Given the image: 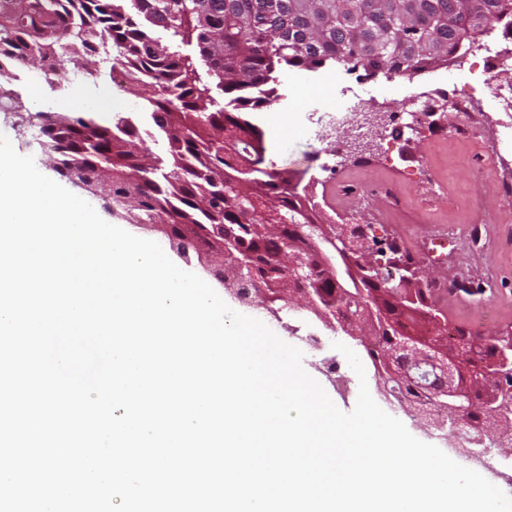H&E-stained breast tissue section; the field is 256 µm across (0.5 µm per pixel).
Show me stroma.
I'll use <instances>...</instances> for the list:
<instances>
[{
  "instance_id": "35a3bbf8",
  "label": "stroma",
  "mask_w": 512,
  "mask_h": 512,
  "mask_svg": "<svg viewBox=\"0 0 512 512\" xmlns=\"http://www.w3.org/2000/svg\"><path fill=\"white\" fill-rule=\"evenodd\" d=\"M28 74V69L21 68L9 80L10 89L28 111L21 116L0 112V133L10 139L18 153L33 157L37 168L51 178L55 172L39 144L41 134L35 114L42 103L62 94L63 88L51 84L34 90ZM467 80L464 74L450 75L445 67L408 78L390 80L379 76L367 80L365 109L380 113L381 125L368 130L364 140L369 148L355 156L333 154L326 144L309 136L306 128L291 119L278 127L261 126L260 132L276 169L301 174L308 181V193L318 203L324 222L344 220L371 225L377 238L396 241L409 252L432 282L459 280V290L436 293L431 298L434 308L447 316L451 326L469 331L478 324L483 335L511 336L512 209L498 203L497 196L502 184L512 183V135H500L497 113L486 112L477 118L473 113L454 110L455 101L470 91ZM299 82L295 107L304 109L315 101L333 109L346 98L332 74L303 76ZM424 92L435 100L433 112L423 114L416 129L392 139V126L408 122L410 112H420L416 99ZM135 101L131 92L116 84L111 99L102 100L83 91L68 109L77 117L83 115V107L88 104L92 116L101 121H110L119 114L141 129L149 125L150 119L136 110ZM478 164L484 170L476 180L472 170ZM339 178L351 179L355 187L352 192L335 197L330 188ZM386 184L394 188L397 210L387 208L382 194ZM91 204L105 221L159 243L177 266L196 273L223 295L228 306L261 320L285 342L300 345L308 330L323 338L317 354H305L303 366L339 409L347 413L354 409L358 383H351L348 391H340L320 373L317 364L331 359L341 372L350 373L345 356L334 345L339 342L354 350L358 347L355 340L293 305L283 306L274 314L265 309L260 299L241 303L225 294L215 276V267L186 260L162 232L114 214L102 198H92ZM365 374L372 398L384 411L402 421L419 440L437 446L457 463L470 466V459L457 452L466 443V432H458L454 441H447L443 432L432 427L430 418L404 410L396 400L387 399L378 389L373 367H366Z\"/></svg>"
}]
</instances>
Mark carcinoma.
Listing matches in <instances>:
<instances>
[{
	"instance_id": "obj_1",
	"label": "carcinoma",
	"mask_w": 512,
	"mask_h": 512,
	"mask_svg": "<svg viewBox=\"0 0 512 512\" xmlns=\"http://www.w3.org/2000/svg\"><path fill=\"white\" fill-rule=\"evenodd\" d=\"M255 0H0V112L28 111L7 88V65L47 66L64 74L86 62L96 72L100 52L117 53L116 63L167 143L166 153L135 150L136 127L124 117L102 125L92 117L38 112L43 149L52 168L90 194H104L123 217L154 224L177 241L183 255L227 248L242 263L239 292H263L280 302V256L299 232L318 223L316 202L301 179L273 169L261 132L243 113L268 110L278 100L280 77L289 72H331L350 66L366 79L412 76L436 69L488 35L512 13V0H473L464 11L457 0H273L274 12L262 30L248 26ZM164 32L165 38L157 36ZM195 47L198 55L183 52ZM251 153L248 167L226 152ZM256 221L279 225L273 235L252 228ZM342 276L323 279L318 258L293 279L311 294L341 329L365 311L363 303L394 284L390 270L354 279L347 256L326 251ZM431 288H409L402 300L372 307L376 334L361 343L375 375L399 402L418 411H440L448 402L475 395L461 378V393L445 394L442 384H413L400 377L403 342L436 343L415 329L421 320L448 325L428 303Z\"/></svg>"
}]
</instances>
